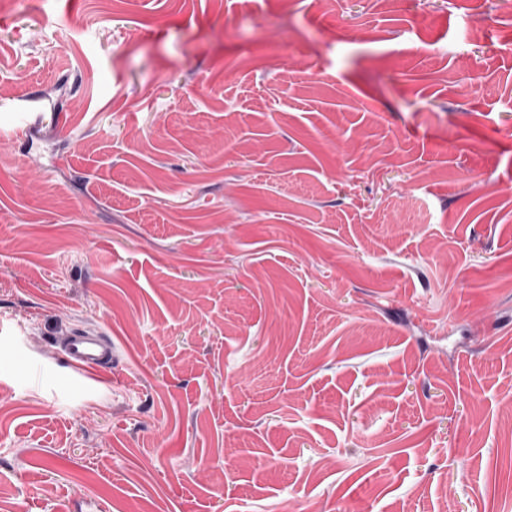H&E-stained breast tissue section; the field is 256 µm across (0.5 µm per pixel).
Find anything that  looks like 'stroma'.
<instances>
[{"label":"stroma","mask_w":512,"mask_h":512,"mask_svg":"<svg viewBox=\"0 0 512 512\" xmlns=\"http://www.w3.org/2000/svg\"><path fill=\"white\" fill-rule=\"evenodd\" d=\"M27 99L0 512H512V0H10ZM68 365L84 375H93L112 357V342L106 336L80 332L72 334L63 345Z\"/></svg>","instance_id":"35a3bbf8"}]
</instances>
